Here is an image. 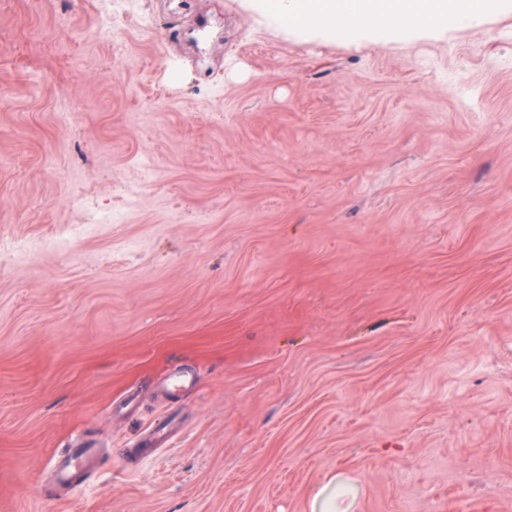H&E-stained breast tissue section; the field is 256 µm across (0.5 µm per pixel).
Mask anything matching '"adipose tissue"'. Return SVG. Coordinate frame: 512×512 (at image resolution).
Instances as JSON below:
<instances>
[{"label": "adipose tissue", "mask_w": 512, "mask_h": 512, "mask_svg": "<svg viewBox=\"0 0 512 512\" xmlns=\"http://www.w3.org/2000/svg\"><path fill=\"white\" fill-rule=\"evenodd\" d=\"M284 33L328 36L342 29L369 42L406 35L440 36L457 25L475 26L512 9V0H252Z\"/></svg>", "instance_id": "obj_1"}]
</instances>
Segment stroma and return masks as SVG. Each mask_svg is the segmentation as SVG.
<instances>
[{"label": "stroma", "mask_w": 512, "mask_h": 512, "mask_svg": "<svg viewBox=\"0 0 512 512\" xmlns=\"http://www.w3.org/2000/svg\"><path fill=\"white\" fill-rule=\"evenodd\" d=\"M112 12L0 0V512H512V12ZM98 16L96 28L92 31L91 37L95 40L102 41L115 49L116 31L119 24L113 21L112 9L107 5V0H92ZM285 34L331 36L336 29L369 42L405 35L440 36L456 25L475 26L512 9L510 0H252ZM89 447L77 448L72 454L55 461V472L60 481L71 486L83 481L86 471L90 468V462L94 454L86 449Z\"/></svg>", "instance_id": "35a3bbf8"}]
</instances>
